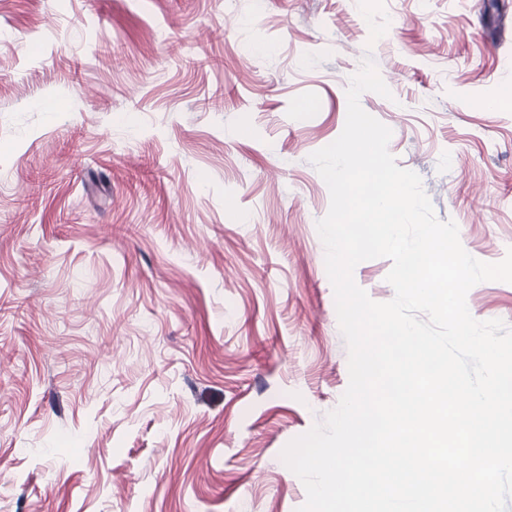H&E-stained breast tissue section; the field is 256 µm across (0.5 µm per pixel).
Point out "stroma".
Listing matches in <instances>:
<instances>
[{
	"mask_svg": "<svg viewBox=\"0 0 512 512\" xmlns=\"http://www.w3.org/2000/svg\"><path fill=\"white\" fill-rule=\"evenodd\" d=\"M367 57L397 166L501 261L512 0H0V512L305 503L281 452L349 382L309 157ZM466 302L512 327V283Z\"/></svg>",
	"mask_w": 512,
	"mask_h": 512,
	"instance_id": "1",
	"label": "stroma"
}]
</instances>
